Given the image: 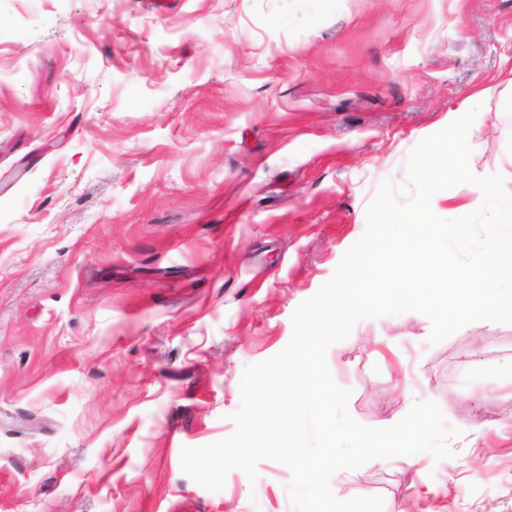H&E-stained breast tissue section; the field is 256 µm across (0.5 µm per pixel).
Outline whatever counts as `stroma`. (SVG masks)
<instances>
[{"instance_id":"obj_1","label":"stroma","mask_w":512,"mask_h":512,"mask_svg":"<svg viewBox=\"0 0 512 512\" xmlns=\"http://www.w3.org/2000/svg\"><path fill=\"white\" fill-rule=\"evenodd\" d=\"M477 109L512 191V0H0V512H293L272 459L211 491L246 366L364 234L382 182ZM418 312L326 361L372 428L436 402L451 458L330 479L383 512H512V324Z\"/></svg>"}]
</instances>
